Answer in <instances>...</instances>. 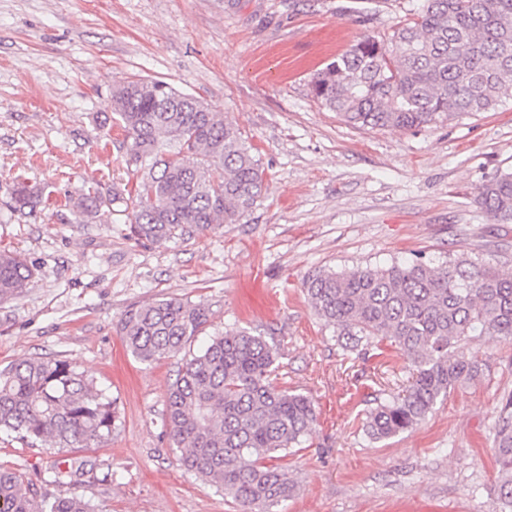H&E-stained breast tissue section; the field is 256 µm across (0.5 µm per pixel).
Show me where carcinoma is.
I'll return each mask as SVG.
<instances>
[{"mask_svg": "<svg viewBox=\"0 0 512 512\" xmlns=\"http://www.w3.org/2000/svg\"><path fill=\"white\" fill-rule=\"evenodd\" d=\"M313 96L356 127L419 129L512 98V0H425L385 43L365 35L310 82ZM110 108L132 167L130 232L160 245L219 224H238L266 191L258 150L207 102L160 80L135 79L112 90ZM41 190L19 183L12 210L34 212ZM476 202L500 224L512 223V173L483 184ZM101 207L89 191L74 201L85 223ZM36 274L20 253L0 250V301ZM316 315L345 348L388 343L412 364L404 394L369 411L366 432L386 440L419 425L451 390L482 370L465 346L482 336L512 341V275L455 260H421L341 272L305 283ZM208 322L200 303L180 298L131 306L118 334L130 354L152 364L182 351ZM279 348L246 330L210 337L184 359L169 389L165 425L185 470L243 508L264 512L294 483L266 463L305 441L316 421L313 401L273 383ZM120 421L115 403L60 359L25 358L0 371V431L46 448L101 446ZM498 504L512 508V393L494 428ZM86 461L52 469V482L75 485ZM0 512H101L81 496L37 499L12 469L0 467Z\"/></svg>", "mask_w": 512, "mask_h": 512, "instance_id": "carcinoma-1", "label": "carcinoma"}]
</instances>
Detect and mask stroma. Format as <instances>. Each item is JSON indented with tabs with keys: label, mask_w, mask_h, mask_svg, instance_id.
Returning <instances> with one entry per match:
<instances>
[{
	"label": "stroma",
	"mask_w": 512,
	"mask_h": 512,
	"mask_svg": "<svg viewBox=\"0 0 512 512\" xmlns=\"http://www.w3.org/2000/svg\"><path fill=\"white\" fill-rule=\"evenodd\" d=\"M423 0H0V249L36 275L0 302V370L38 356L69 361L116 402L121 424L98 448L30 446L0 432V466L37 495H79L104 512H239L188 472L164 425L180 356L147 364L117 333L132 305L182 298L215 331L274 337L279 388L312 399L303 447L278 458L295 484L272 512H493L494 427L512 392V343L472 342L485 362L411 431L364 428L376 401L405 390L409 360L391 346L347 351L304 286L340 272L457 259L512 273V224L475 202L512 172V99L419 130L359 128L311 95L316 70L365 35L388 39ZM159 79L223 112L257 148L268 189L238 224L162 245L130 235L131 172L110 94ZM48 187L36 215L12 211L18 179ZM99 190L96 221L66 199ZM92 467L74 486L54 462Z\"/></svg>",
	"instance_id": "stroma-1"
}]
</instances>
